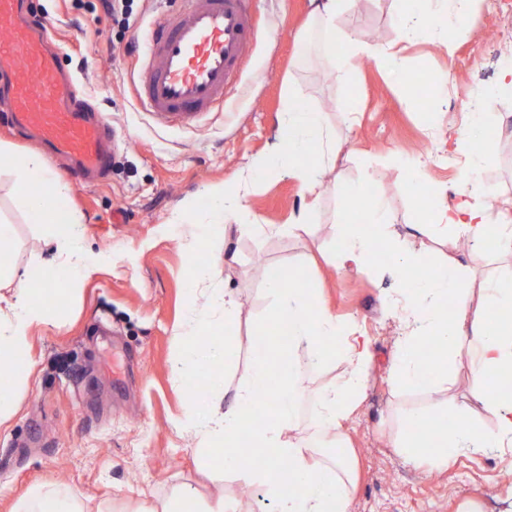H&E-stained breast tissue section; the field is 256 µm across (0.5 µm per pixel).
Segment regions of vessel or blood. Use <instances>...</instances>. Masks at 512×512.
I'll return each mask as SVG.
<instances>
[{"label":"vessel or blood","instance_id":"vessel-or-blood-1","mask_svg":"<svg viewBox=\"0 0 512 512\" xmlns=\"http://www.w3.org/2000/svg\"><path fill=\"white\" fill-rule=\"evenodd\" d=\"M258 35L249 0H183L149 35L134 81L137 100L165 123L215 111ZM70 85L28 0H0V100L8 126L68 160L80 176L105 178L112 129Z\"/></svg>","mask_w":512,"mask_h":512}]
</instances>
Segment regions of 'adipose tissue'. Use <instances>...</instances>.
<instances>
[{
	"mask_svg": "<svg viewBox=\"0 0 512 512\" xmlns=\"http://www.w3.org/2000/svg\"><path fill=\"white\" fill-rule=\"evenodd\" d=\"M404 2L399 20L402 40L420 41L435 34L446 43L462 33L479 0ZM281 131L276 153L255 163V177L279 170L293 175L305 193H315L321 168L336 160V139L324 113L313 111L302 100H291ZM454 150L464 158L467 177L491 167L495 146L482 113L470 112L468 123L455 137ZM311 151L319 155L318 166H301V157ZM0 156L10 160L15 175L13 191L30 223L41 226L51 245L47 256L40 259L42 270L77 289L96 271L97 262L82 245L78 215L56 206L71 193V184L49 169L38 152L17 154L0 144ZM339 190L352 203H365L364 183L343 184ZM406 191L424 211L427 223L423 233L451 232L454 237L467 238L476 251L493 241L502 253L512 256V226L500 222L479 195H471L454 212H447L436 204L437 191L418 162L407 167ZM205 194L211 201L205 220L185 213L177 218L178 223L190 226L192 243L203 239L198 228L202 222L235 220L240 233L259 232V225L239 221L245 212L242 193L231 194L223 185L213 184ZM365 205L363 223L353 224L347 214L339 215L342 230L335 249L341 265L358 269L372 267L377 254L386 253L390 271L400 281L399 295L390 301L403 315V333L389 368L393 390L443 389L456 356L464 352L472 361L471 396L485 412L484 417L473 416L465 405L441 415L414 412L405 418L414 425V432L394 435V447L408 460L427 463L434 470L447 467L462 451L512 450V391L503 388L512 381V267L494 278L485 290L484 302L470 303L466 265L452 261L426 266L413 243L386 231L387 203L378 198ZM13 244L12 224L1 223L0 365L31 359V330L58 324L55 311L37 297L40 280L17 264ZM211 275V268L195 267L191 288L200 291L205 300L191 304L174 331L179 355L173 372L179 381H188L198 370L212 378L206 400L188 397L182 426L195 435L202 454L218 458L221 474L239 475L260 488L274 512H347L353 473L335 449L341 441L343 421L363 399L364 379L372 361L370 339L346 334L327 308L314 301L304 281L271 279L267 282L274 299L271 319L285 323L288 332L281 341L265 344L237 384L228 385L217 368L235 353L240 304L234 293L209 287ZM452 296L457 299L453 306L448 303ZM494 311L507 315L508 320L491 333L486 319ZM219 327L224 330L223 338L201 343V332ZM427 340L433 341L434 347L426 357L421 346ZM300 353L313 368L332 359L347 366L343 377L320 392L314 422L309 426L300 412L302 378L296 359ZM267 389L277 407L272 414L255 418L258 395ZM244 437L262 450L263 463L257 465L236 454ZM317 448L322 451L318 457L313 454ZM13 512L88 510L86 503L69 491L46 486L20 498Z\"/></svg>",
	"mask_w": 512,
	"mask_h": 512,
	"instance_id": "ef3b65f1",
	"label": "adipose tissue"
}]
</instances>
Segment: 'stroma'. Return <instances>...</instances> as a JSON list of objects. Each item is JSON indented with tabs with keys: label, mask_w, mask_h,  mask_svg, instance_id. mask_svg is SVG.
I'll return each mask as SVG.
<instances>
[{
	"label": "stroma",
	"mask_w": 512,
	"mask_h": 512,
	"mask_svg": "<svg viewBox=\"0 0 512 512\" xmlns=\"http://www.w3.org/2000/svg\"><path fill=\"white\" fill-rule=\"evenodd\" d=\"M130 2L133 27L126 33L101 0H34L61 61L81 65L73 73V92L106 116L120 145L104 181L68 177L73 193L65 205L82 216L87 243L101 260L75 292L61 281L49 284L66 300L59 324L33 331L34 363L15 367L25 383L17 389L18 411L0 425V512H11L17 498L45 484L114 512H137L143 501L165 498L182 485L206 500H233L239 512H258L262 491L255 487L242 495L241 479L215 475L212 462L199 458L195 440L177 431L187 387L170 371L178 351L173 330L192 301L193 268L212 264V287L240 296L238 356L230 377L242 378L261 347L256 328L271 309L264 276L252 264L257 253L267 266L309 281L337 321L372 343L364 399L343 427L355 475L348 512H462L468 500L480 512H512V485L503 482L512 475L511 453L462 452L448 468L432 472L393 447L401 414L437 415L444 402H470L469 359L456 358L445 394L424 388L394 394L388 370L401 323L388 306L398 286L389 258L378 255L365 270L341 269L331 259L337 218L353 208L337 184L361 180L369 195L387 198L388 222L407 238L419 222L406 193L409 162L424 161L444 205L462 201L466 182L461 163L451 160L447 129L461 127L474 102L500 120V99L489 90L498 82L506 45L487 33L512 26V15L493 12L489 0H480L469 35L448 50L436 40L400 42V0H348L336 21L337 36L381 31L379 47L397 51L415 81L407 88L364 57L340 77L334 54L322 48L311 0H253L259 37L223 108L189 124H168L142 109L130 79L151 29L180 0ZM432 78L448 90L429 104L442 117L440 130L413 104ZM292 95L318 111L324 101L333 102L327 119L341 147L324 174L309 224L291 236L248 237L228 229L223 263L204 246L188 252L173 223L176 213L186 208L204 218L205 186L221 183L232 192L244 184L253 162L277 149L280 118ZM351 109L356 119L350 123ZM483 179L491 204L512 218V138L502 137L497 163ZM304 203L299 181L274 171L249 189L244 220L287 225ZM0 217L16 228L17 260L33 263L43 249L41 229L15 207L6 175L0 177ZM422 244L430 262L461 258L474 291L508 262L495 250L457 252L452 237Z\"/></svg>",
	"instance_id": "35a3bbf8"
}]
</instances>
